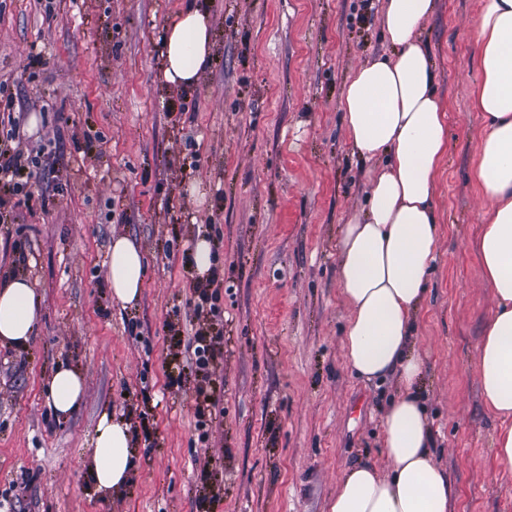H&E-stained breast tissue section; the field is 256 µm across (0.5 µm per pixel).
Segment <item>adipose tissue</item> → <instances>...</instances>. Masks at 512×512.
<instances>
[{"instance_id": "adipose-tissue-1", "label": "adipose tissue", "mask_w": 512, "mask_h": 512, "mask_svg": "<svg viewBox=\"0 0 512 512\" xmlns=\"http://www.w3.org/2000/svg\"><path fill=\"white\" fill-rule=\"evenodd\" d=\"M433 0H383L381 21L394 56L358 68L341 99L354 154L382 159L368 205L342 225L336 241L339 295L350 310L343 337L349 369L367 382L397 378L400 390L382 416L383 449L391 462L382 473L368 462L343 473L329 512H450L456 488L431 450V428L421 395L426 370L415 334L427 274L437 253L433 207L436 177L448 151L447 113L434 91L437 75L420 28ZM477 42L480 70L471 92L483 120L475 182L486 201L485 222L473 243L494 292L475 364L485 405L502 420L493 449L512 468V0H483ZM207 12L183 8L167 27L161 56L169 84H195L212 59ZM110 290L131 305L140 297L146 258L126 236L109 247ZM40 319L32 281L0 280V347L28 345ZM85 382L62 365L46 396L60 417L77 410ZM133 433L121 416L102 413L89 462L98 492L121 491L133 469Z\"/></svg>"}]
</instances>
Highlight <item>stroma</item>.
<instances>
[{
    "label": "stroma",
    "instance_id": "obj_1",
    "mask_svg": "<svg viewBox=\"0 0 512 512\" xmlns=\"http://www.w3.org/2000/svg\"><path fill=\"white\" fill-rule=\"evenodd\" d=\"M215 48L197 84L162 76L182 0H0V143L40 147L26 189L0 197V275H27L42 315L28 347L0 348V512H327L345 468L383 472L395 381L345 366L348 310L336 239L365 207L378 161L353 156L345 80L393 55L380 0H200ZM480 0H434L421 25L447 111L436 179V261L416 320L433 452L452 512H512L474 364L495 307L473 240L482 119ZM130 237L148 269L139 300L112 298L108 246ZM212 243L216 315L198 321L192 244ZM223 331L210 384L189 368L199 325ZM86 381L66 417L46 383ZM209 402L212 421L197 425ZM138 449L118 494L88 475L102 412ZM85 382L73 367L61 364L49 379L46 396L49 406L59 417L77 410L83 401Z\"/></svg>",
    "mask_w": 512,
    "mask_h": 512
}]
</instances>
